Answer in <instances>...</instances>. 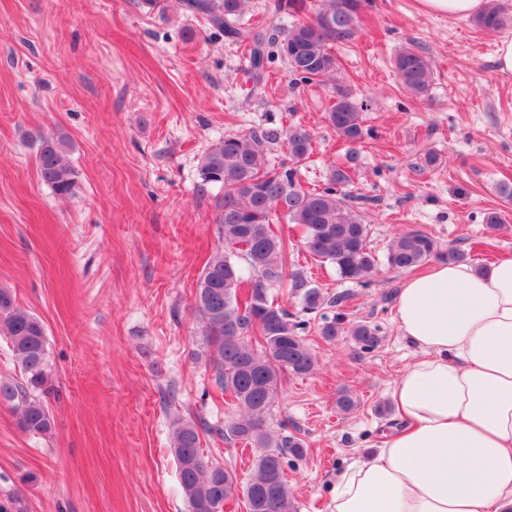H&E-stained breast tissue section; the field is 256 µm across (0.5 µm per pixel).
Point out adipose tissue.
Wrapping results in <instances>:
<instances>
[{"instance_id": "obj_1", "label": "adipose tissue", "mask_w": 512, "mask_h": 512, "mask_svg": "<svg viewBox=\"0 0 512 512\" xmlns=\"http://www.w3.org/2000/svg\"><path fill=\"white\" fill-rule=\"evenodd\" d=\"M394 320L418 349L391 388L398 424L337 473L330 512H512V258L432 265Z\"/></svg>"}]
</instances>
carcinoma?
<instances>
[{"instance_id": "cac0c4a2", "label": "carcinoma", "mask_w": 512, "mask_h": 512, "mask_svg": "<svg viewBox=\"0 0 512 512\" xmlns=\"http://www.w3.org/2000/svg\"><path fill=\"white\" fill-rule=\"evenodd\" d=\"M184 10L203 16L235 44L249 50L254 88L265 85L266 61L279 54L288 70L307 82L335 79V46L355 39L361 7L369 0H317L314 16L299 18L305 0H277L276 11L295 18L283 29L267 31L242 22L248 0H180ZM480 29L497 33L512 24L500 0H488L475 17ZM405 89L415 98L430 95L434 79L428 58L406 47L394 58ZM328 123L346 142L363 139L362 108L349 90L336 88ZM283 144L288 163L276 166L268 159L272 145ZM312 137L299 127H262L229 135L203 156V184L224 187L217 203L224 251L212 256L197 283L195 308L203 323L209 365L216 381L242 414L216 432L227 440L262 449L250 478L205 459L198 426L173 421L171 452L187 512H224V504L241 495L246 512H296L284 471L285 454L301 457L304 443L293 435L273 439L265 429L266 416L278 393L281 373L307 376L314 356L302 334L305 324L270 299L273 288H287L313 312L325 302L322 292L301 271H288V242L273 225L284 218L301 227L305 249L320 262H329L343 280L362 283L386 264L398 271H413L440 256L435 238L421 230L396 234L384 259L369 246V225L339 191L348 182L346 170L336 167L329 186L308 190L301 182V163L311 154ZM64 136L38 135L36 166L39 179L55 195L68 197L76 188L75 171L66 158ZM258 331L261 350L248 340ZM348 333L363 350L381 342L379 330L366 323L347 321L339 311L321 329L333 338ZM0 336L9 343L24 382L0 380V403L19 414L21 428L45 435L53 417L40 399L49 391L46 330L36 316L18 306L12 294L0 289Z\"/></svg>"}]
</instances>
